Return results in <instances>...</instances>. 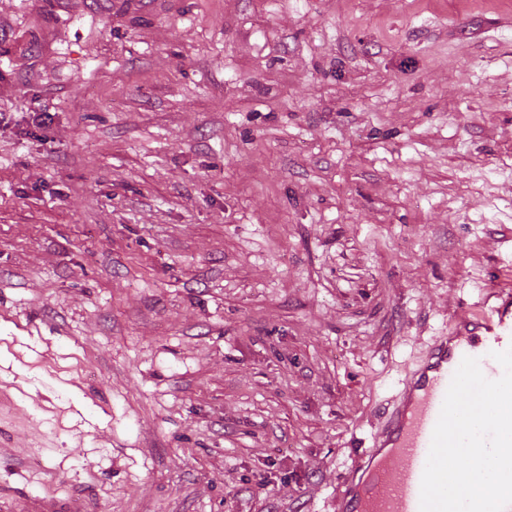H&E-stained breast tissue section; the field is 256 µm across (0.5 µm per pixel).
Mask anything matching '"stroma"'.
<instances>
[{"mask_svg":"<svg viewBox=\"0 0 512 512\" xmlns=\"http://www.w3.org/2000/svg\"><path fill=\"white\" fill-rule=\"evenodd\" d=\"M512 281V0H0V495L334 512Z\"/></svg>","mask_w":512,"mask_h":512,"instance_id":"35a3bbf8","label":"stroma"}]
</instances>
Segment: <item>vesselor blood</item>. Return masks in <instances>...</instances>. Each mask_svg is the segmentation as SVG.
<instances>
[{
    "label": "vessel or blood",
    "mask_w": 512,
    "mask_h": 512,
    "mask_svg": "<svg viewBox=\"0 0 512 512\" xmlns=\"http://www.w3.org/2000/svg\"><path fill=\"white\" fill-rule=\"evenodd\" d=\"M487 311L460 312L447 334L434 337L384 413L367 448L341 475L335 512H420V487L433 430L453 375L474 357L488 379L502 376L493 355L512 347V290L489 294ZM0 512H63L50 496L0 502Z\"/></svg>",
    "instance_id": "obj_1"
}]
</instances>
